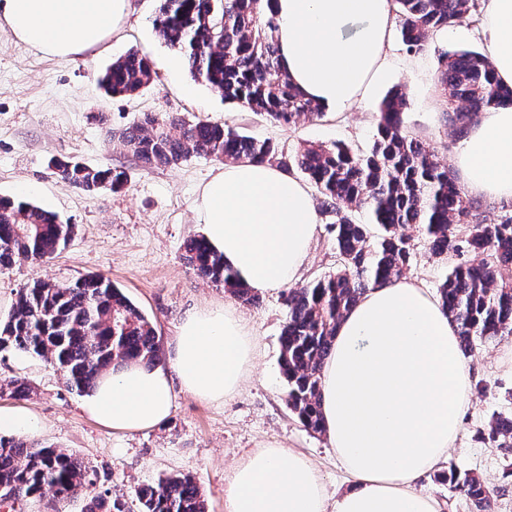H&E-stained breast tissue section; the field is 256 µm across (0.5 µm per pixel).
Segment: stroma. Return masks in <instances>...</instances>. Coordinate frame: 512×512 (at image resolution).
Instances as JSON below:
<instances>
[{
  "instance_id": "stroma-1",
  "label": "stroma",
  "mask_w": 512,
  "mask_h": 512,
  "mask_svg": "<svg viewBox=\"0 0 512 512\" xmlns=\"http://www.w3.org/2000/svg\"><path fill=\"white\" fill-rule=\"evenodd\" d=\"M159 5V0H131L128 17L112 37L72 60L42 55L16 42L0 25V196H15L19 185H29L31 203L57 212L76 227L72 240L53 257L0 268V303L13 305L16 292L38 279L99 274L148 316L167 355L186 313L222 305L240 315L252 333L255 370L224 404L180 391L165 424L118 433L84 414L81 395L67 390L60 373L43 359L0 352V378L20 376L32 387L30 396L21 399L0 393V407L30 412L37 422L32 438L88 463L96 487L125 502L129 512L138 508L135 494L141 485L169 476L192 477L207 512H225L224 486L233 463L270 442L308 457L328 496H336L350 486V476L324 435L307 430L288 407V387L279 366L285 291L261 293L258 303L249 305L196 277L182 260L186 239L202 233L192 201L221 160L202 156L173 167L148 168L117 149L109 134L151 112L162 119L221 122L241 134L272 141L288 154L321 143L366 150L374 140L380 103L402 86L410 98L408 131L434 146L436 160L452 170L459 139L446 120L438 62L445 52L482 50L481 25L468 18L459 21L433 35L417 54L408 53L399 35H392L388 76L369 100L288 128L224 100L195 80L181 54L156 28ZM131 50L151 58L156 71L152 83L131 97L106 95L100 78ZM53 158L121 169L128 182L88 194L53 175ZM337 265L335 239L323 216L298 287L334 273ZM465 363L473 381L485 389L474 392L447 464L497 485L512 464V450L482 442L478 434L493 415L512 412V338L479 346L466 355Z\"/></svg>"
}]
</instances>
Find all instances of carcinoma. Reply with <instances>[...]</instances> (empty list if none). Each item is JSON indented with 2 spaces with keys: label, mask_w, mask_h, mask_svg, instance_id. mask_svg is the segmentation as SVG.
Here are the masks:
<instances>
[{
  "label": "carcinoma",
  "mask_w": 512,
  "mask_h": 512,
  "mask_svg": "<svg viewBox=\"0 0 512 512\" xmlns=\"http://www.w3.org/2000/svg\"><path fill=\"white\" fill-rule=\"evenodd\" d=\"M400 36L409 53L423 51L430 38L465 18L471 0H391ZM156 28L181 52L193 77L224 99L268 115L291 127L322 115L279 65L274 38L277 19L261 0H160ZM150 58L137 50L107 69L102 87L112 96H132L153 80ZM440 80L448 90V117L463 136L487 107H512V86L495 77L485 56L474 50L445 54ZM407 93L397 89L381 102L377 137L367 152L344 144L309 145L292 155L268 140L243 135L218 122L161 120L145 112L112 135L120 148L146 166H169L196 156L227 162H275L304 174L319 194L321 212L331 222L340 268L309 286L289 291L281 333V371L288 406L313 433H322L319 372L336 325L370 287L402 278L413 256V226L434 257L456 262L439 288L442 308L457 329L461 348L512 336V208L489 218L478 199L468 197L457 178L435 160L429 144L405 125ZM59 177L86 193L126 182L125 172L58 160ZM367 209L371 220H355ZM75 225L31 202L0 197V267L43 260L65 247ZM183 259L193 273L246 303L257 300L239 282L222 256L202 237L184 244ZM43 358L63 373L66 387L87 394L99 376L129 362L155 367L163 362L160 341L149 318L112 281L87 274L69 282L37 280L19 289L8 320L0 323V352ZM26 397L20 377L0 380V391ZM484 442L512 439V415L499 414L480 433ZM504 483L487 485L473 472L454 469L438 479L463 492L470 512H494L498 498L512 493V467ZM61 499L83 497L82 512H129L125 503L98 490L89 466L68 452L23 437L0 436V495L36 500L45 491ZM139 512H206L194 481L172 476L136 491Z\"/></svg>",
  "instance_id": "cac0c4a2"
}]
</instances>
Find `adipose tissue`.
<instances>
[{
	"instance_id": "obj_1",
	"label": "adipose tissue",
	"mask_w": 512,
	"mask_h": 512,
	"mask_svg": "<svg viewBox=\"0 0 512 512\" xmlns=\"http://www.w3.org/2000/svg\"><path fill=\"white\" fill-rule=\"evenodd\" d=\"M276 40L292 82L321 107L345 112L386 74L390 0H271ZM130 0H0L15 39L71 59L99 47ZM483 43L512 86V0H484ZM465 191L512 202V108L481 112L456 151ZM193 208L212 249L258 291L296 282L319 215L309 187L270 162L224 165L199 186ZM254 360L244 321L214 305L183 318L169 368L124 365L105 374L81 409L100 425L138 432L164 424L176 391L223 403ZM329 448L352 485L328 499L302 454L269 443L236 464L225 512H440L417 485L437 469L471 408L470 373L440 302L403 279L368 289L344 314L320 373Z\"/></svg>"
}]
</instances>
